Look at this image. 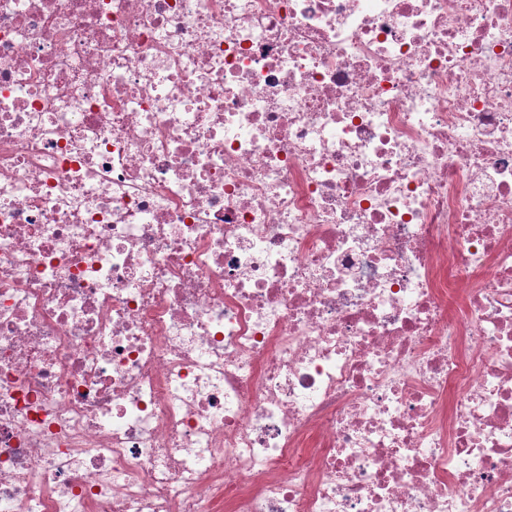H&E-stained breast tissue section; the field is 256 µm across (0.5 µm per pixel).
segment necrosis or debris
Here are the masks:
<instances>
[{
  "label": "necrosis or debris",
  "instance_id": "4bbe7bcc",
  "mask_svg": "<svg viewBox=\"0 0 512 512\" xmlns=\"http://www.w3.org/2000/svg\"><path fill=\"white\" fill-rule=\"evenodd\" d=\"M0 512H512V0H0Z\"/></svg>",
  "mask_w": 512,
  "mask_h": 512
}]
</instances>
